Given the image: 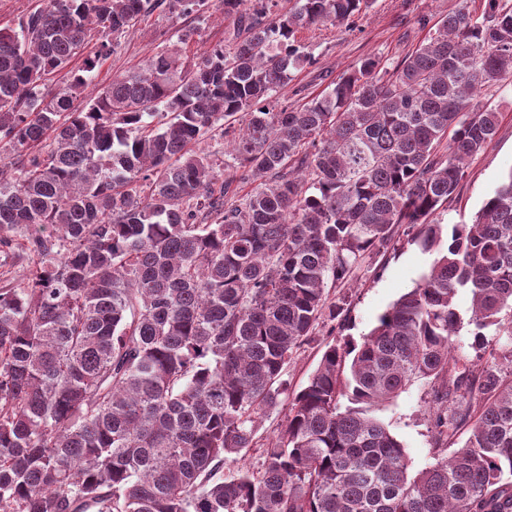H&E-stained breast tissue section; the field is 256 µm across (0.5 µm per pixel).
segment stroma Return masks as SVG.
I'll return each mask as SVG.
<instances>
[{
  "label": "stroma",
  "instance_id": "35a3bbf8",
  "mask_svg": "<svg viewBox=\"0 0 512 512\" xmlns=\"http://www.w3.org/2000/svg\"><path fill=\"white\" fill-rule=\"evenodd\" d=\"M487 0H375L366 15L352 28L309 27L297 37L316 58V66L303 70L279 94L281 102L300 103L302 96L323 91L330 76L340 75L361 57L380 54L399 58L411 51L428 34L427 23L463 8L471 15L482 16ZM185 18L169 14H151L136 27L114 40L115 50L99 62L93 72V86L108 85L113 76L142 66L156 48L177 40L185 27ZM198 34L185 53L199 58L218 44H226L233 25L225 18L220 0H210V15L195 20ZM489 106L501 114L493 143L469 165L465 179L447 204L448 223L470 221L484 200L492 195L502 177L512 171V85L488 98ZM431 262L429 254L404 245L397 251L374 256L357 270V281L350 290L332 289L331 298L349 297L345 333L361 339L374 326L378 316L400 295L414 288ZM329 340L325 328H318L286 370L289 391H299L316 369ZM430 388L417 382L377 413L402 443L409 458L410 473H417L433 462L436 451L430 433Z\"/></svg>",
  "mask_w": 512,
  "mask_h": 512
}]
</instances>
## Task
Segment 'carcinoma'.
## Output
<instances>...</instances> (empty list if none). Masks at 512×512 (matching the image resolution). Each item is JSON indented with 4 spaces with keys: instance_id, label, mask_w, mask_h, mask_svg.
Returning a JSON list of instances; mask_svg holds the SVG:
<instances>
[{
    "instance_id": "obj_1",
    "label": "carcinoma",
    "mask_w": 512,
    "mask_h": 512,
    "mask_svg": "<svg viewBox=\"0 0 512 512\" xmlns=\"http://www.w3.org/2000/svg\"><path fill=\"white\" fill-rule=\"evenodd\" d=\"M207 5L46 0L0 28V252L22 231L33 264L0 286V512H512V349L473 361L458 339L512 336V170L471 222L442 211L497 133L480 98L512 84V4L449 13L297 106L273 96L314 64L298 30L350 28L373 0H222L229 50L192 63L182 28L80 104L103 39L45 91L93 30ZM217 134L231 165L202 147ZM405 243L428 270L344 337L328 285ZM320 326L337 337L290 393ZM417 381L434 444L468 437L411 476L376 411ZM257 446L259 470L216 478ZM284 408L285 406L278 405L265 413L257 433L259 443H263L267 438L277 433L284 417Z\"/></svg>"
}]
</instances>
